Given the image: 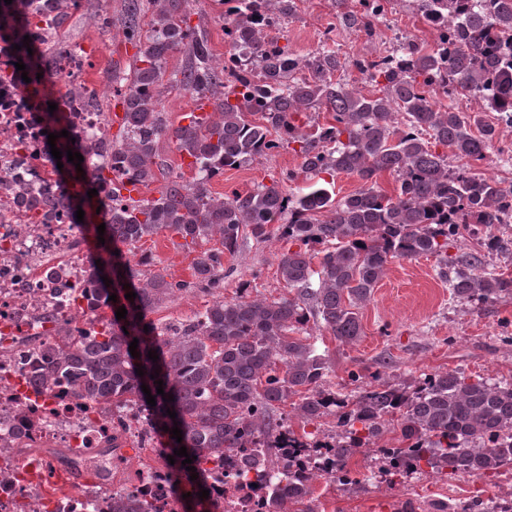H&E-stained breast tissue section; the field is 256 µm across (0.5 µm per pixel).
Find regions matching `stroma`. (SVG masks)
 Here are the masks:
<instances>
[{
  "instance_id": "obj_1",
  "label": "stroma",
  "mask_w": 512,
  "mask_h": 512,
  "mask_svg": "<svg viewBox=\"0 0 512 512\" xmlns=\"http://www.w3.org/2000/svg\"><path fill=\"white\" fill-rule=\"evenodd\" d=\"M296 12L281 30L289 47L306 55L321 44L327 28L336 30V47L346 57L362 55L366 49L389 51L400 37L434 44L437 34L406 0H393L385 21L377 23L373 36L340 25L342 13L357 9L356 0H296ZM219 0H195L190 22L204 26L216 59L229 49L220 15ZM123 0H79L69 9L62 29L72 44L84 46L89 57L82 70V82L103 90L98 103L111 111L115 101L113 73L128 70L136 53L123 35L120 18ZM301 160L291 150L280 148L239 168L225 169L212 180L214 196L253 190L271 183L288 171L298 169ZM286 241H248L242 251L224 258V296L235 297L242 284L254 294L273 300L288 290L277 273L276 255ZM139 252L150 254L165 270L168 281L192 278L193 256L175 248L167 233L142 241ZM363 334L350 345L340 344L325 329H314L319 351L327 352L333 373L331 387L354 395L371 382L370 375L383 371L392 361L406 383L436 371H457L492 382L512 381V298L475 307L450 298L447 283L437 276L432 257L396 259L387 267L373 297L360 310ZM359 380H352V373ZM361 489L350 490L320 479L314 483L318 512H436L445 503L486 500L512 492V470L481 478L448 475L422 468L421 472L388 484L376 479L369 456L359 454L352 461Z\"/></svg>"
}]
</instances>
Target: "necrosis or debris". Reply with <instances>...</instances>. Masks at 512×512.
<instances>
[{
	"mask_svg": "<svg viewBox=\"0 0 512 512\" xmlns=\"http://www.w3.org/2000/svg\"><path fill=\"white\" fill-rule=\"evenodd\" d=\"M25 34V29L14 24L13 6L0 0V205L7 200V186L15 184L37 198L57 200V218L45 224L25 215L0 219L1 336L49 332L50 324L33 322L43 312L60 320L73 317L66 293L81 287L89 274L87 264L57 278L38 269L45 258L70 254L80 234L79 225L67 216V191L60 184L61 172L51 151L64 152L73 144L86 143L103 129L102 113L65 96L85 64L83 49L72 48L70 60L55 70L40 74L28 64L20 71L16 65L27 57L21 47ZM34 78L46 91L44 102L31 96ZM52 103L62 112L61 126L67 131L53 141L48 139V124L42 119ZM21 374L17 360L0 358V434L14 427L25 428L41 456V466L32 474L0 480V512H18L22 503L32 504L36 512H111L107 482L112 478V456L103 450L112 434L111 418L76 405L61 389L49 397H33L21 385ZM279 444L290 449L281 465L299 467L309 475L333 470L336 465V441L331 437L303 441L293 449L283 435ZM61 454L82 463L100 461L103 486L90 493L41 496L47 467ZM176 481L185 488V503L193 512H263L265 485L241 475L232 457L225 458L222 473L207 475L201 482L192 480L190 471L177 462L137 472L128 489L137 498L153 502L157 512H170V487Z\"/></svg>",
	"mask_w": 512,
	"mask_h": 512,
	"instance_id": "obj_1",
	"label": "necrosis or debris"
}]
</instances>
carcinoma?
<instances>
[{
  "instance_id": "carcinoma-1",
  "label": "carcinoma",
  "mask_w": 512,
  "mask_h": 512,
  "mask_svg": "<svg viewBox=\"0 0 512 512\" xmlns=\"http://www.w3.org/2000/svg\"><path fill=\"white\" fill-rule=\"evenodd\" d=\"M189 2L150 0L155 11L145 24L141 0H124L123 34L137 47L136 60L130 73L112 79L124 83L117 93L126 118L116 136L110 121L104 122L101 135L84 147L88 170L73 176L106 190L110 200L96 199L105 223L102 252L87 256L93 272L86 287L68 294L97 329L77 336L67 320L50 341L24 338L25 383L36 394L63 385L73 401L92 408L156 412L157 431L175 425L182 430V441L172 445L196 457L202 478L209 465L222 464L235 452L243 456L245 470L263 479L264 469L279 461L276 439L285 417L277 410L288 403L305 425L347 408L336 428L348 435L334 434L339 472L322 475L333 484H361L349 477L350 461L359 449L375 448L392 420L401 437L392 447L391 477L415 473L423 464L473 477L512 468L511 382L441 371L410 388L395 375L377 373L358 394H339L324 389L332 364L308 334L312 323L342 344L358 341V309L394 259L436 257L440 278L459 302L512 298V274L488 269L475 254L448 257V245L464 231L481 235L489 255L512 253V239L492 232L512 213V184L472 169V163L487 159L495 128L484 125L476 135L470 127L478 120L452 107L440 111L432 102L437 89L445 95L459 89L481 97L491 112L512 113V0H407L426 21L455 29L454 42L428 49L404 39L382 63L375 60L376 50L351 59L339 55L328 34L308 55L280 44L274 31L293 16L295 0H220L226 5L224 31L231 37L222 67L206 30L190 25ZM387 2L374 3L372 15L364 9L344 13L341 22L370 38L375 23L386 19ZM49 11L53 15L42 17L22 10L20 17L37 30L61 25L65 13L53 6ZM50 43L42 37L33 48L40 66L63 55ZM174 53L182 54L183 62L170 69ZM351 66L376 92L366 94L338 77ZM175 88L209 98L211 114L201 119L190 112L187 124L169 126L162 95ZM323 110L332 121L321 124L312 116ZM165 137L190 158L191 176L169 171L156 197L124 194L128 185L149 187L165 170L158 151ZM437 146L446 151L437 152ZM281 147L301 157L300 171L246 193L212 195L210 182L224 168L242 167ZM450 155L467 163L452 166ZM381 172L393 177V193L377 186L374 177ZM341 173L357 177L361 186L338 200L334 177ZM300 177L309 185L288 193L286 184ZM272 224L277 228L270 229ZM162 231L189 252L215 237L221 247L194 258L192 282H168L160 272L144 280L140 266L153 260L143 255L133 264L126 254ZM249 235L258 243L277 236L297 246L278 256L288 296L270 301L242 288L224 299V253L238 252ZM316 245L323 249L315 269L310 247ZM107 269L110 288L101 279ZM199 289L213 300L193 316L161 326L148 318L174 294ZM129 292L136 298L126 299ZM122 306L127 315L119 320ZM106 308L109 317L102 314ZM135 338L133 357L129 345ZM150 351L157 352V361L148 358ZM138 368L144 375H137ZM155 372L173 401L157 394ZM143 384L156 405L147 404ZM25 438L18 430L0 445L9 461L1 477L20 472ZM312 494L310 480L284 469L267 496V512H314ZM112 499V512L150 508L123 487L112 490ZM441 512H512V495L450 504Z\"/></svg>"
}]
</instances>
